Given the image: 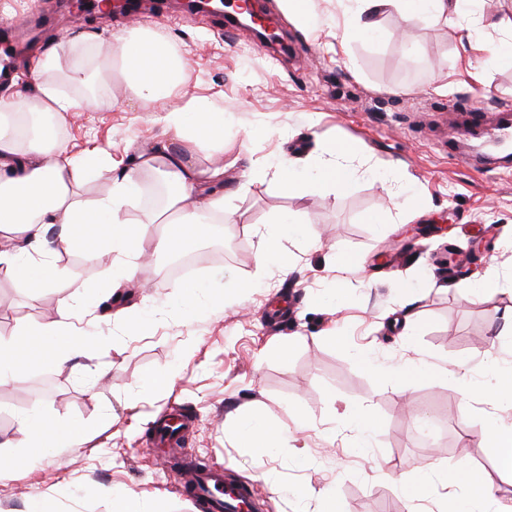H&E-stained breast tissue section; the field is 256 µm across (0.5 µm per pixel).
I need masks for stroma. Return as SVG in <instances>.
Masks as SVG:
<instances>
[{
	"label": "stroma",
	"instance_id": "obj_1",
	"mask_svg": "<svg viewBox=\"0 0 512 512\" xmlns=\"http://www.w3.org/2000/svg\"><path fill=\"white\" fill-rule=\"evenodd\" d=\"M292 50L259 56L250 31L225 35L217 15L153 13L142 0L139 27L162 37L187 61L178 91L158 104L132 98L120 107L71 113L59 135L71 153L104 149L116 168L161 137V109L193 97L225 111L224 147L196 156L200 169L224 162V193L236 212L222 232L193 241L223 249V261L180 280L160 274L164 253L144 249L133 285L110 288L102 271L110 256L86 251L54 257L71 286L0 279V338L43 326L67 312V328L84 348L61 366H28L0 383V458L23 455L22 419L41 415L60 427L81 422L92 434L33 466L0 478V512H121L125 499L143 512H201L176 491V462L194 459L252 485L263 512H323L336 495L343 512H409L405 486L421 467L442 476L459 464L481 471L512 499L485 440L489 419L512 426V402L483 391L466 394L452 379L423 375L383 380L375 368L421 360L452 369L467 363L475 383L486 378L481 351L496 342L512 361V343L498 342L512 312V162L476 173L481 134L467 121L512 111V64L483 59L445 23H405L395 12L378 19V34L342 43L343 0H308L317 17L300 24L285 0H262ZM41 7L52 15L19 54L8 90L33 96L38 56L56 48L53 73L77 62L93 67L131 24L127 14L86 10L73 0H0V20ZM473 20L485 38L512 42V0H477ZM339 144L354 146L364 168L347 192L317 190L312 172L294 175L306 189L283 192L277 178L253 169L279 155L302 157ZM302 223L277 256L275 273L245 299L229 292L252 277L257 227L276 217ZM477 254L468 275H453L449 252ZM497 285L466 296L461 284ZM404 282L414 303L395 291ZM413 312L414 335L404 316ZM374 354L359 363L358 350ZM171 373L165 390L154 378ZM179 409L187 425L178 455L165 454L155 423ZM375 418L371 447H357L348 421L358 409ZM273 422L285 438L259 453L242 446L251 422Z\"/></svg>",
	"mask_w": 512,
	"mask_h": 512
}]
</instances>
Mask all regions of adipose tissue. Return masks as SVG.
Here are the masks:
<instances>
[{"mask_svg":"<svg viewBox=\"0 0 512 512\" xmlns=\"http://www.w3.org/2000/svg\"><path fill=\"white\" fill-rule=\"evenodd\" d=\"M467 0H348V22L344 38L372 36V16L387 9L404 19L460 25ZM186 67L168 43L139 29L117 37L96 68L99 79L119 80L137 98L161 101L181 83ZM83 106L82 100L61 97L54 83L37 87L35 96L23 99L0 94V233L11 235L15 245L0 248V275L13 277L18 287L31 283L40 273L51 287L69 285L66 274L35 268V256L83 248L93 242L98 253L110 255L104 278L118 286L134 279L136 267L130 258L145 242L158 252L178 249L192 238L208 232L210 224L232 219L234 213L219 188L224 168L198 169L195 158L205 147L224 145V112L200 98L189 99L183 109L165 112L162 139L151 150L138 153L131 166L110 176L104 196L83 199L79 189L90 177L104 170L97 156L77 158L58 136L67 113ZM356 150L339 145L325 154L311 156L324 186L349 189L358 169L351 162ZM152 172L167 189L162 216L173 219L168 231L151 237L148 226L133 222L127 206L136 199L144 172ZM60 324L22 330L9 341H0V380L22 365L68 362L80 352L78 341L63 346L48 345L49 337L60 335ZM25 462L43 457L58 444L74 446L89 433L73 425L54 428L44 417L26 419Z\"/></svg>","mask_w":512,"mask_h":512,"instance_id":"obj_1","label":"adipose tissue"}]
</instances>
